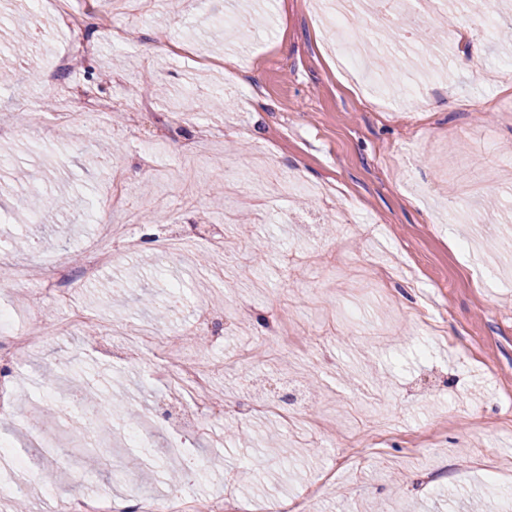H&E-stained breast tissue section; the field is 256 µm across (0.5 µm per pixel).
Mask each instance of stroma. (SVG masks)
I'll use <instances>...</instances> for the list:
<instances>
[{"instance_id": "1", "label": "stroma", "mask_w": 512, "mask_h": 512, "mask_svg": "<svg viewBox=\"0 0 512 512\" xmlns=\"http://www.w3.org/2000/svg\"><path fill=\"white\" fill-rule=\"evenodd\" d=\"M368 9L351 43L362 70L347 74L330 50V14L302 0H50L36 19L30 0H0V60L12 73L0 85V154L35 176L23 194L0 181V306L15 326L61 328L11 368L22 397L0 437L35 472L0 464V512H58L82 490L206 496L250 512L278 498L302 512H463L479 496L484 512H512V96L500 91L512 84V41L496 39L512 10L487 22L450 0H402L407 27L378 0ZM469 21L476 66L458 62L454 41L419 39ZM18 28L24 59L10 55ZM62 55L66 68L52 69ZM393 62V87L418 83L425 111L405 113L400 95L377 104L372 74ZM168 112L186 120L158 132ZM192 141L199 154L184 151ZM259 142L274 144L271 164L252 163ZM237 171L243 203L224 196ZM295 176L326 194L287 191ZM119 181L125 204L112 208ZM107 224L153 246L85 280V250ZM173 224L223 225L225 259L199 240L165 254ZM54 260L72 271L66 306L38 292ZM111 277L129 283L115 294ZM146 296L173 301L166 321ZM74 306L86 323L71 322ZM204 312L215 330L199 348L187 336ZM151 325L211 359L213 395L230 408L277 402L279 412L177 431L189 397L128 351ZM76 369L117 380L101 404L143 408L140 451L114 433L103 441L111 462L89 471L74 431L94 420L62 411L50 433L31 430L44 373ZM299 406L308 418L290 424ZM240 428L305 449L304 467L284 478L263 461L247 466L229 449ZM169 448L193 459L195 477L176 488L141 480L145 459Z\"/></svg>"}]
</instances>
